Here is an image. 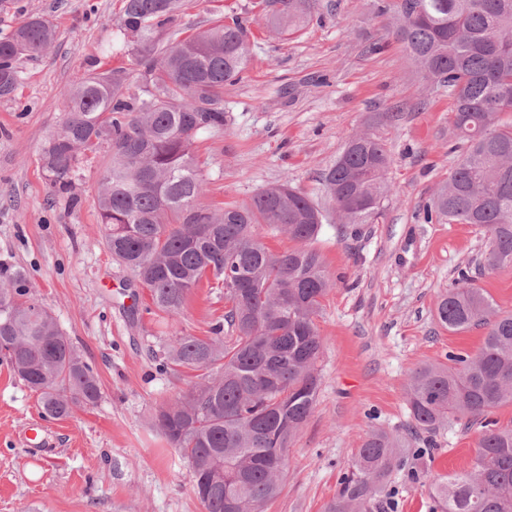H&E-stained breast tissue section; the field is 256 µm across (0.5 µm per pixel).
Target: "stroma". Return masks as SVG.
<instances>
[{
    "mask_svg": "<svg viewBox=\"0 0 512 512\" xmlns=\"http://www.w3.org/2000/svg\"><path fill=\"white\" fill-rule=\"evenodd\" d=\"M252 4L185 0L180 19L185 36L233 15L251 32V64L224 88L227 125L196 138L205 202L245 204L286 182L328 211L324 177L349 137L373 131L391 153L393 192L383 218L358 235L331 218L313 243L338 278L317 319L325 339L317 404L266 512H325L368 434L407 426L411 372L479 349L483 328L446 331L435 309L459 270L477 271L486 239L471 224L418 219L463 145L452 133V98L422 79L392 34L393 17L379 15L375 0H321L313 20L285 40L259 23ZM122 8L123 0L0 7V37L29 16L57 31L46 54L20 60L17 89L0 98V276L25 272L33 297L101 387L96 406L51 419L0 360V512H202L187 461L153 422L156 405L194 374L159 371L153 354L171 336L208 335L224 319V291L201 286L179 324L164 323L148 290L102 244L94 197L105 154L66 193L51 186L40 161L61 126L66 92L91 73L129 67ZM36 424L46 429L41 450L20 440ZM480 434L463 418L418 440L432 449L428 474L416 482L396 474L394 512H441L430 486L472 467Z\"/></svg>",
    "mask_w": 512,
    "mask_h": 512,
    "instance_id": "35a3bbf8",
    "label": "stroma"
}]
</instances>
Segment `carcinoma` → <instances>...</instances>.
<instances>
[{
	"instance_id": "obj_1",
	"label": "carcinoma",
	"mask_w": 512,
	"mask_h": 512,
	"mask_svg": "<svg viewBox=\"0 0 512 512\" xmlns=\"http://www.w3.org/2000/svg\"><path fill=\"white\" fill-rule=\"evenodd\" d=\"M381 3L396 15L395 37L423 78L453 98L452 127L467 144L424 220L472 224L486 238L483 269L512 265V0H409ZM265 27L295 33L319 0H258ZM183 0H125L120 27L132 38L136 83L112 70L68 93L60 130L43 147L42 169L68 190L90 155L107 149L96 206L112 258L151 293L173 323L203 281L224 289V324L204 338L174 336L160 366L198 372L199 381L155 410V425L189 463L203 512H265L281 492L288 448L312 416L317 363L324 349L316 320L336 281L314 241L325 210L288 183L257 193L246 205H205L202 162L193 144L224 128V86L241 80L251 58L248 28L238 18L181 40ZM56 39L46 19L28 18L0 38V97L14 93L18 61L38 57ZM388 142L372 132L349 138L325 182L344 224H374L391 187ZM296 246L270 251L261 229ZM435 317L451 332L485 329L473 354L448 355L411 374L407 403L413 432L451 420L479 423L470 470L433 484L442 512H512V428L489 415L512 405V313L496 309L466 271L440 298ZM0 357L39 394L51 418L70 416L101 397L97 374L58 323L31 297L15 271L0 282ZM429 452L393 431L370 433L344 474L327 512H367L394 473L416 476Z\"/></svg>"
}]
</instances>
